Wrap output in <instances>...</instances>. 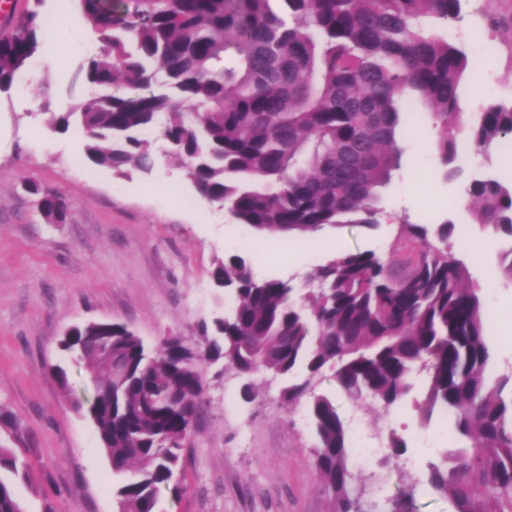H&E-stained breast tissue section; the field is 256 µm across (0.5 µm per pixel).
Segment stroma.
Listing matches in <instances>:
<instances>
[{
    "mask_svg": "<svg viewBox=\"0 0 512 512\" xmlns=\"http://www.w3.org/2000/svg\"><path fill=\"white\" fill-rule=\"evenodd\" d=\"M41 10L61 31L54 49H42L20 81L0 91V405L22 419L34 440L32 479L14 483L25 512L48 506L54 512H115L112 490L121 479L53 369L66 370L80 397L91 395V380L82 362L61 352L56 340L76 322L107 319L128 325L152 346L166 336L199 345L203 325L225 304L210 272L217 259L239 251L241 227L197 194L162 128L148 134L155 168L147 176H119L91 165L76 129L46 140L37 136L47 111H68L87 96V88L72 86V75L99 49L79 7L64 13L58 0H43ZM495 13L512 16V0H461L460 20L435 26L470 51L478 46L474 35H482L487 48L460 88L464 122L455 133L461 176H442L438 130L421 117L404 139L400 168L381 191L375 227L326 228L316 247L265 246L253 265L257 276L289 278L298 286L311 268L335 254L387 250L399 237L397 218L405 213L419 224L467 225L473 240L465 258L469 282L479 288L486 312L499 317L489 339L493 364L512 361V283L500 265L512 239L489 235L461 200L474 174L512 179V153L476 154L465 125L489 99H512V30H489L486 17ZM43 83L52 92L47 108L33 93ZM29 182L65 199V223L43 221L35 196L25 189ZM204 377L207 403L182 464L186 490L178 497L162 492L163 512H331L329 497L318 487L312 464L316 439L303 407L282 404L276 381L265 386L263 400L244 403L239 378L219 362L205 366ZM318 389L334 400L348 429L361 421L385 435L397 430L409 442V466L387 463L385 447L370 454L364 500L369 512H379L397 486L421 478L432 458L412 441L419 428L413 403L403 402L389 420L359 415L329 369Z\"/></svg>",
    "mask_w": 512,
    "mask_h": 512,
    "instance_id": "obj_1",
    "label": "stroma"
}]
</instances>
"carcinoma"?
Masks as SVG:
<instances>
[{
	"instance_id": "1",
	"label": "carcinoma",
	"mask_w": 512,
	"mask_h": 512,
	"mask_svg": "<svg viewBox=\"0 0 512 512\" xmlns=\"http://www.w3.org/2000/svg\"><path fill=\"white\" fill-rule=\"evenodd\" d=\"M25 9L0 33V90L16 82L45 44L49 20ZM100 44L74 82L96 90L47 125L74 127L94 166L148 174L146 134L163 128L186 158L185 175L201 197L264 236L302 237L327 226L378 224V189L399 169V128L417 123L414 102L429 109L444 178H453L461 119L458 87L473 65L466 51L427 25L459 19L461 0H78ZM232 60L233 66L217 69ZM124 84L133 89L116 94ZM512 135V105L481 107L469 136L490 154ZM38 197L49 224L66 219L61 197ZM480 223L512 237V183L475 178L466 188ZM388 254H338L311 270L300 290L255 276L229 254L211 276L224 282V322L197 349L167 336L155 352L128 326H74L58 343L73 347L93 380L87 411L112 472L129 474L114 491L116 512H159L162 490H184L185 441L206 402L203 363L224 359L244 379L269 375L283 399L304 406L316 444L313 465L332 512H361L354 441L335 402L315 391L327 366L336 384L367 413L391 411L416 386L421 426L448 420L459 447L427 463L424 482L452 512H512V373L490 371L486 312L468 284L450 239L400 219ZM0 433L27 448L33 437L0 407ZM22 480L31 466L0 444V471ZM418 483L397 488L387 512H417ZM0 512H25L13 482L0 477Z\"/></svg>"
}]
</instances>
